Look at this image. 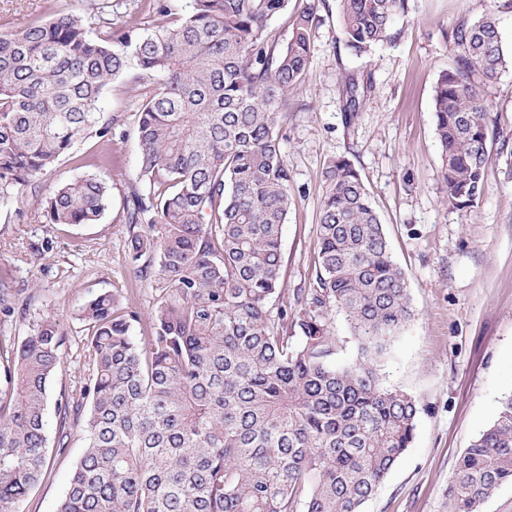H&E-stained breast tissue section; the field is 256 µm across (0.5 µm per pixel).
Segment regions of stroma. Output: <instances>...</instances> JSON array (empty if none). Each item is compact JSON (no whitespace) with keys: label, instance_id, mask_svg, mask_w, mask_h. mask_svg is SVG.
Here are the masks:
<instances>
[{"label":"stroma","instance_id":"35a3bbf8","mask_svg":"<svg viewBox=\"0 0 512 512\" xmlns=\"http://www.w3.org/2000/svg\"><path fill=\"white\" fill-rule=\"evenodd\" d=\"M90 0H0V35L22 30L54 10L85 11ZM487 0H408L396 36L358 57L345 46L336 0H326L302 82L289 91L280 129L291 170V204L282 228L281 295L293 303L315 272L324 170L335 157L360 172L395 261L408 280L414 315L378 363L383 383L414 397L422 411L411 446L364 512H450L457 461L512 393V67L485 86L494 123L479 200L463 211L444 203L433 87L450 65L452 32L481 17ZM370 84L355 114L344 110L346 78ZM140 81L115 80L101 109L113 121L111 164L89 168L96 139L78 142L38 183L0 206V282L16 291L0 312V338L21 341L54 314L65 332L50 396L78 385L91 297L111 293L148 307L154 288L137 280L127 254L125 200L138 185L136 135ZM112 188V205L96 224L53 226L40 216L52 188L86 174ZM53 452L47 474L21 512H57L84 452L80 426L55 454L59 421L45 415Z\"/></svg>","mask_w":512,"mask_h":512}]
</instances>
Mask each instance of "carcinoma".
Segmentation results:
<instances>
[{
	"label": "carcinoma",
	"instance_id": "carcinoma-1",
	"mask_svg": "<svg viewBox=\"0 0 512 512\" xmlns=\"http://www.w3.org/2000/svg\"><path fill=\"white\" fill-rule=\"evenodd\" d=\"M453 31L455 54L435 84V133L446 204L483 192L489 107L483 85L512 66L488 0ZM289 0H191L180 19L152 0L153 30H112V0L59 10L0 35V205L95 138L112 163L104 90L131 69L153 79L138 111L140 187L126 201L128 257L161 285L147 313L112 294L88 300L86 374L60 393L59 452L82 424L85 451L58 512H362L410 447L421 408L385 387L377 361L412 318L366 185L344 157L324 171L316 274L279 302L281 234L290 205L281 112L306 74L321 0H306L287 44L268 24ZM357 55L391 38L407 0H336ZM99 35L90 34L91 26ZM360 87L345 88L354 114ZM112 187L93 175L41 200L44 222L94 224ZM357 342L338 365L331 315ZM147 319L137 341L133 324ZM64 332L48 314L19 343L0 344V512H19L47 464L48 383ZM512 483V394L465 449L452 512H481Z\"/></svg>",
	"mask_w": 512,
	"mask_h": 512
}]
</instances>
